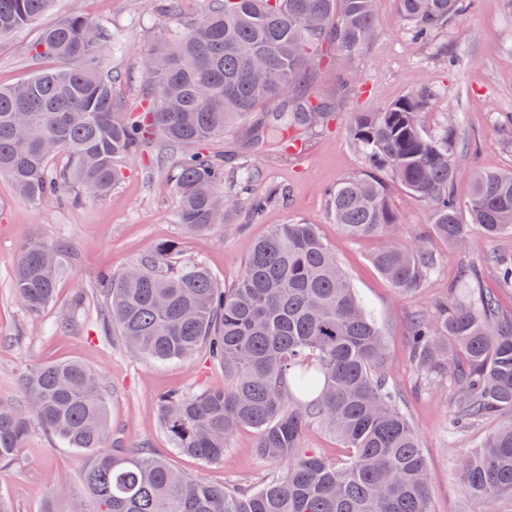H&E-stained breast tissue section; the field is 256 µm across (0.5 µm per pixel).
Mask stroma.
Here are the masks:
<instances>
[{
    "instance_id": "obj_1",
    "label": "stroma",
    "mask_w": 512,
    "mask_h": 512,
    "mask_svg": "<svg viewBox=\"0 0 512 512\" xmlns=\"http://www.w3.org/2000/svg\"><path fill=\"white\" fill-rule=\"evenodd\" d=\"M209 5L210 0H180L175 16L163 9L161 0H56L39 23L0 37V84L19 82L43 67V59L32 51L41 28L80 14L105 29L104 52L115 95L124 110L135 109L157 35L201 18ZM376 15V39L349 64L358 77L357 95L339 93L330 66L320 67L310 79L309 92L330 101L335 114L327 125L304 134L301 154L275 146L246 148L235 129L207 141L206 150L223 160L226 179L246 183L239 205L228 213L225 224L210 232L187 235L176 224L179 200L170 179L171 153L158 140L127 160L124 179L103 199L35 207L0 178V401L25 407L23 373L45 363L74 360L94 371L109 393L114 446L165 453L174 469L203 484L231 491L255 486L272 465L256 453L252 429L238 430L223 460L211 463L172 453L159 424L155 402L160 393L223 385V369L203 353L168 363L130 353L120 337L104 335L98 313L102 299L95 284L101 272L138 263L158 244L175 241L179 249L173 263L202 262L219 283L229 286L245 266L252 242L266 237L275 225L301 219L317 225L383 332L390 352L387 378L403 394L404 410L422 439L432 512H477L459 480L458 465L498 421L488 419L466 435L449 428V397L436 386L421 384L410 364V321L441 303L461 300L463 271L468 267L479 271L481 288L495 294L500 310L511 315L512 290L502 288L496 269L484 258L512 257V235L488 239L476 229L461 250L430 238L433 267L421 288L401 292L372 262L381 240L346 235L330 216L326 192L369 171L351 132L358 113L424 89L431 93L421 116L427 134H439L448 114H455L459 122L452 186L456 198L468 199L477 173L512 170V0H466L452 25L425 44L413 41L397 0H377ZM274 189L283 190V198L252 217L251 198ZM387 189L401 218L397 237L426 229L429 219L423 202L395 182H388ZM34 237L62 240L68 249L67 270L55 299L37 314L24 308L11 283L19 251ZM80 291L87 295V310L71 328L65 321ZM86 461L84 453L31 422L16 460L0 466V495L15 512H44L49 506L65 512L69 493L81 487Z\"/></svg>"
}]
</instances>
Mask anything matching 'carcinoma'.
I'll return each instance as SVG.
<instances>
[{
	"instance_id": "carcinoma-1",
	"label": "carcinoma",
	"mask_w": 512,
	"mask_h": 512,
	"mask_svg": "<svg viewBox=\"0 0 512 512\" xmlns=\"http://www.w3.org/2000/svg\"><path fill=\"white\" fill-rule=\"evenodd\" d=\"M55 0H0V36L32 24ZM182 32L150 50L141 112L122 118L104 75L101 28L81 15L42 28L36 56L50 65L0 85V176L33 205L103 197L125 177L124 162L158 138L178 154L175 223L206 233L235 209L224 165L204 144L243 124L246 145L302 140L332 114L301 90L331 54L351 62L377 32L376 0H211ZM414 38L424 40L460 15L462 0H397ZM427 94L417 92L363 112L352 129L372 166L328 192L330 211L352 238L385 245L378 270L402 292L420 286L431 265L428 232L393 237L400 224L386 174L424 203L431 232L466 246L473 227L488 239L512 232V171L482 172L469 199L451 194L457 120L423 133ZM66 163L53 167L55 158ZM65 244L33 238L18 257L12 288L30 312L52 302L63 276ZM178 244L99 277L104 329L134 353L166 363L202 349L224 369V385L156 399L172 450L206 462L224 459L234 433L251 428L260 456L279 471L257 487L229 492L200 484L153 453L110 448L107 394L82 364L41 365L23 377L27 407L0 402V465L15 460L36 419L68 448L87 455L83 489L69 512H431L422 440L383 374L387 349L317 225L278 224L249 249L229 287L200 262L176 268ZM410 362L447 380L451 426L463 433L502 412L511 417L461 459V483L479 512L512 496V318L495 295L444 304L413 322ZM335 433L348 455L333 461L304 447L310 419Z\"/></svg>"
}]
</instances>
